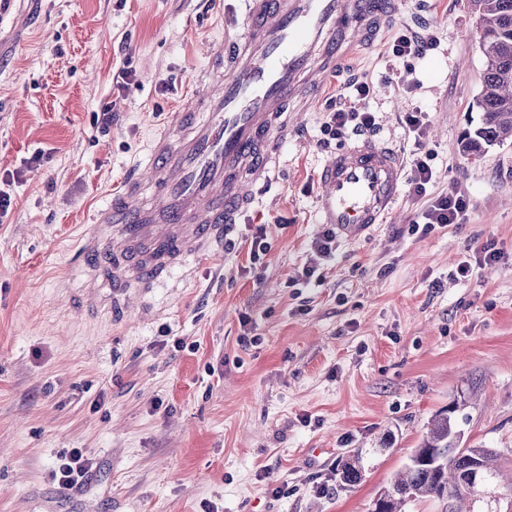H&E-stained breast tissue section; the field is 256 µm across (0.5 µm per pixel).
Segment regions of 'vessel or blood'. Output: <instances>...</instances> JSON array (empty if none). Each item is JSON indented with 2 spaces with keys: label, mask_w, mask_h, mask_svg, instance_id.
<instances>
[{
  "label": "vessel or blood",
  "mask_w": 512,
  "mask_h": 512,
  "mask_svg": "<svg viewBox=\"0 0 512 512\" xmlns=\"http://www.w3.org/2000/svg\"><path fill=\"white\" fill-rule=\"evenodd\" d=\"M245 32L227 58L229 71L198 79L179 123L152 141L148 159L122 194L96 211V232L78 254L100 287L95 260L112 239V284L143 287L186 257L223 247L249 201L265 187L288 134L289 107L306 111L338 59L371 42L391 10L383 0H244ZM319 223L353 239L389 214L402 182L399 155L368 137L336 152L321 168Z\"/></svg>",
  "instance_id": "1"
}]
</instances>
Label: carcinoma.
Returning <instances> with one entry per match:
<instances>
[{
  "mask_svg": "<svg viewBox=\"0 0 512 512\" xmlns=\"http://www.w3.org/2000/svg\"><path fill=\"white\" fill-rule=\"evenodd\" d=\"M479 13L480 44L485 72L479 97L481 122L463 131L460 150L480 156L488 146L512 136V0H471ZM454 411L435 415L408 463L382 489L383 512H405L409 502L436 499L446 512H465L462 504L474 493L459 488V478L471 464L474 449L456 444Z\"/></svg>",
  "mask_w": 512,
  "mask_h": 512,
  "instance_id": "cac0c4a2",
  "label": "carcinoma"
}]
</instances>
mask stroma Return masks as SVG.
I'll use <instances>...</instances> for the list:
<instances>
[{
    "instance_id": "stroma-1",
    "label": "stroma",
    "mask_w": 512,
    "mask_h": 512,
    "mask_svg": "<svg viewBox=\"0 0 512 512\" xmlns=\"http://www.w3.org/2000/svg\"><path fill=\"white\" fill-rule=\"evenodd\" d=\"M395 2L289 130L234 249L121 292L90 287L77 241L223 52L238 0H0V512H370L454 402L462 447L512 468V138L460 153L485 69L470 0ZM403 29L435 49L394 57ZM122 68L134 77L120 89ZM339 95L374 114L370 136L406 168V116L426 112L436 177L423 197L401 188L383 223L327 259L313 198L321 165L354 140L324 132ZM451 190L464 223L414 229ZM73 448L97 468L65 491L51 473Z\"/></svg>"
}]
</instances>
